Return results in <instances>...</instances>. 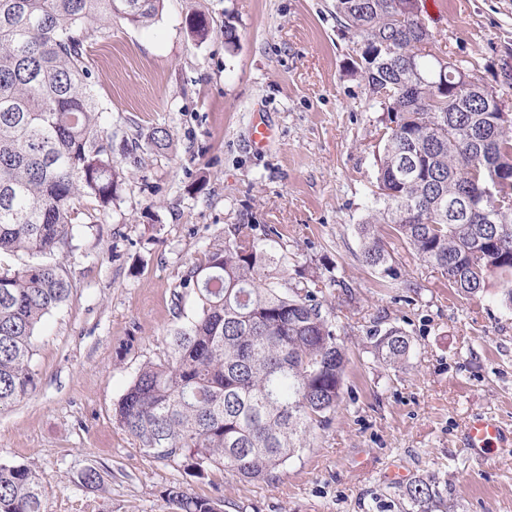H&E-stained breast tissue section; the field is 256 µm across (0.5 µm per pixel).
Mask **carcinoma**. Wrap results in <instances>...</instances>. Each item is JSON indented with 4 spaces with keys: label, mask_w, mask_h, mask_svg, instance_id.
<instances>
[{
    "label": "carcinoma",
    "mask_w": 512,
    "mask_h": 512,
    "mask_svg": "<svg viewBox=\"0 0 512 512\" xmlns=\"http://www.w3.org/2000/svg\"><path fill=\"white\" fill-rule=\"evenodd\" d=\"M161 0H0V254L30 261L0 267V411L36 387L32 338L42 319L70 300L59 261L71 248L75 200L104 215L124 183L112 134L100 124L85 43L103 17L148 24ZM336 18L357 37V64L373 106L387 114L376 190L358 225L361 260L380 278L402 272L377 226L385 224L455 293L476 298L500 279L512 307V116L493 90L432 52L420 0H336ZM155 128L146 145L166 149ZM267 238L228 225L224 247L182 275L198 313L174 330L158 361L138 370L113 420L149 456L192 477L212 469L272 481L325 426L342 401L346 353L326 290L304 276L265 269ZM372 352L396 369L411 352L392 326ZM42 477L0 461V512H41ZM417 512L442 505L436 485L406 487ZM171 512H223V500L181 485L163 494Z\"/></svg>",
    "instance_id": "carcinoma-1"
}]
</instances>
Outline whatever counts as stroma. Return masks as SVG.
Returning a JSON list of instances; mask_svg holds the SVG:
<instances>
[{
	"label": "stroma",
	"mask_w": 512,
	"mask_h": 512,
	"mask_svg": "<svg viewBox=\"0 0 512 512\" xmlns=\"http://www.w3.org/2000/svg\"><path fill=\"white\" fill-rule=\"evenodd\" d=\"M437 51L512 108V0H421ZM335 0H162L148 26L99 21L86 47L102 125L144 139L170 130L164 151L115 152L126 182L106 216L83 200L63 255L72 293L34 337L35 389L0 411V460L46 483L43 512H170L180 484L220 498L224 512H413L408 482H434L455 512H512V447L488 462L463 445L481 414L512 430V308L497 279L467 299L404 244L401 283L360 259L358 226L377 178L384 112L355 67L356 39ZM210 22L206 39L185 20ZM236 28L237 47L224 42ZM275 136L251 149L257 119ZM230 224L273 228L289 270L333 281L332 307L349 364L344 398L276 480L221 470L186 475L147 456L112 419L143 363L163 356L197 314L181 276L224 245ZM401 327L412 351L399 370L376 362L374 331ZM102 490L80 486L87 468ZM404 472L401 481L394 472Z\"/></svg>",
	"instance_id": "stroma-1"
}]
</instances>
